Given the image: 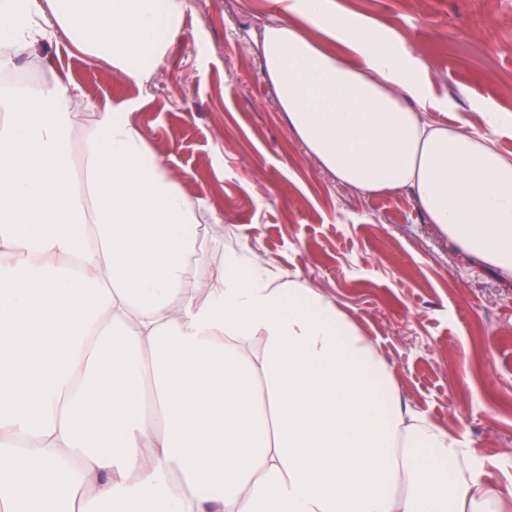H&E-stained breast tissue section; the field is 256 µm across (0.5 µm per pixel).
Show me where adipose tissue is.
<instances>
[{
  "instance_id": "obj_1",
  "label": "adipose tissue",
  "mask_w": 512,
  "mask_h": 512,
  "mask_svg": "<svg viewBox=\"0 0 512 512\" xmlns=\"http://www.w3.org/2000/svg\"><path fill=\"white\" fill-rule=\"evenodd\" d=\"M261 53L288 125L367 195L404 189L512 271V156L430 119L421 62L336 0H272ZM187 0H0V38L64 34L128 82ZM80 88L0 90V512H506L465 435L405 403L331 301L244 246L192 282L200 201L109 104L73 166Z\"/></svg>"
}]
</instances>
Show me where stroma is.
Listing matches in <instances>:
<instances>
[{
  "mask_svg": "<svg viewBox=\"0 0 512 512\" xmlns=\"http://www.w3.org/2000/svg\"><path fill=\"white\" fill-rule=\"evenodd\" d=\"M145 87L65 38L16 56L39 84L74 81L128 112L170 180L210 214L194 261L207 280L250 243L276 283L298 281L345 312L389 364L403 399L464 433L490 479L512 487V278L449 243L406 191L336 180L289 129L256 43L269 0H187ZM403 36L447 108L436 120L512 113V0H336ZM224 242L223 252L210 242Z\"/></svg>",
  "mask_w": 512,
  "mask_h": 512,
  "instance_id": "stroma-1",
  "label": "stroma"
}]
</instances>
